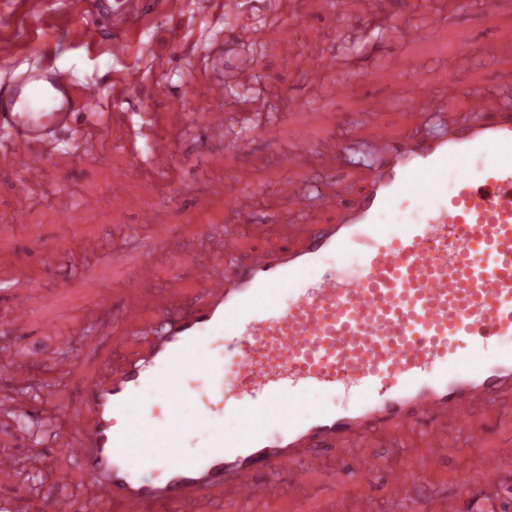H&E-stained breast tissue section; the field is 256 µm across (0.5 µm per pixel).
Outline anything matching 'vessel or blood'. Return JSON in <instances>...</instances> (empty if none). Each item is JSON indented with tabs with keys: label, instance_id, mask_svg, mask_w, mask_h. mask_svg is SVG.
Instances as JSON below:
<instances>
[{
	"label": "vessel or blood",
	"instance_id": "vessel-or-blood-1",
	"mask_svg": "<svg viewBox=\"0 0 512 512\" xmlns=\"http://www.w3.org/2000/svg\"><path fill=\"white\" fill-rule=\"evenodd\" d=\"M255 76L254 57L242 55L211 91L223 98L225 86ZM439 80L430 75L418 111L448 110ZM99 97L96 82L76 86L51 66L31 71L0 94V127L9 132L0 149L40 179L53 135L73 131ZM466 100L472 120L430 140L400 141L378 125L369 184L320 200L335 223L301 225L295 244L283 247L266 246V225L248 224L260 247L244 261L225 236L224 267L201 274L194 307L162 312L156 341L120 371L86 381L58 445L85 466L94 500L122 512H191L213 491L267 505L283 498L277 475L285 470L316 475L336 496L346 488L328 458L352 438L417 434L423 471L459 439L482 446L487 430L471 424L473 413L492 416L512 393V110L483 88L467 90ZM212 190L238 216L254 208V194L235 179ZM411 193L425 221L398 206ZM353 245L355 277L325 270V254ZM157 289L144 263L129 315ZM217 336L238 360L229 391L223 361L206 355ZM192 372L207 378L223 413L187 398ZM260 418L273 430H254ZM190 425L208 441L186 455ZM472 472L467 492L486 501L497 463L477 456Z\"/></svg>",
	"mask_w": 512,
	"mask_h": 512
}]
</instances>
